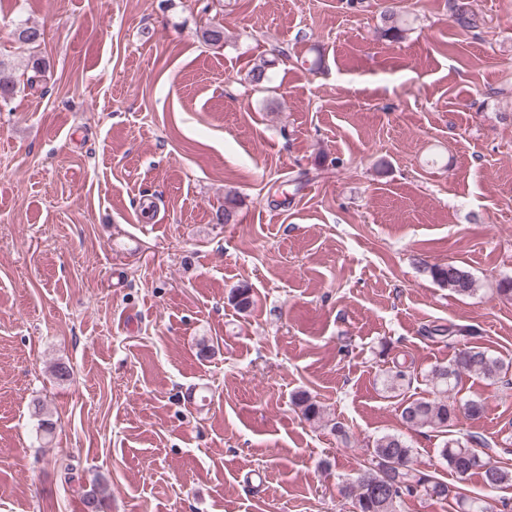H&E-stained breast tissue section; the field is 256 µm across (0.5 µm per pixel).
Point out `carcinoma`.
<instances>
[{
	"label": "carcinoma",
	"mask_w": 512,
	"mask_h": 512,
	"mask_svg": "<svg viewBox=\"0 0 512 512\" xmlns=\"http://www.w3.org/2000/svg\"><path fill=\"white\" fill-rule=\"evenodd\" d=\"M451 20L465 31L477 29L481 25L480 15L471 7V0H448ZM384 36L393 40L402 38L405 32V19L391 6L381 14ZM16 40L32 45L43 39V32L25 23L16 25L13 31ZM423 271L441 286L458 295H468L474 291L472 276L454 263L446 265H424ZM433 333L448 337L451 344L458 345L455 355L448 365L430 372V382L436 389L432 399L417 398L401 405L403 424L411 429L432 428L447 435L439 448L440 458L460 480H465L473 472L481 474L483 483L490 489L512 484V469L494 465L486 461L474 448L478 439L455 438L451 427L458 416V380L463 374H474L484 379L495 380L508 371L503 363L479 346L465 342L472 335L468 328L437 327ZM413 374L407 367L396 364L386 371V387L400 391L412 383ZM294 404L307 420H317L322 408L309 394L301 392L294 398ZM413 448L398 434H385L374 440L367 463L359 469L355 480L359 483V493L352 500L353 512H401L408 497L423 494L432 499L446 501L453 499L462 512H488L477 501L468 498L464 488L449 489L448 483L436 472L414 467ZM104 491L101 485H94L83 496V504L89 512H102Z\"/></svg>",
	"instance_id": "carcinoma-1"
}]
</instances>
